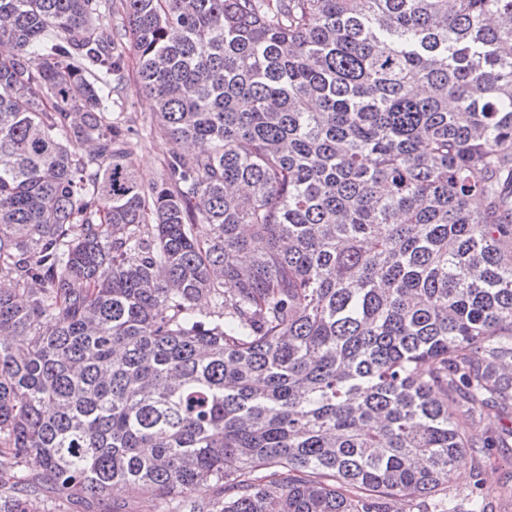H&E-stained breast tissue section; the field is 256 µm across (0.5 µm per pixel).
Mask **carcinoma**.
<instances>
[{
  "label": "carcinoma",
  "instance_id": "1",
  "mask_svg": "<svg viewBox=\"0 0 512 512\" xmlns=\"http://www.w3.org/2000/svg\"><path fill=\"white\" fill-rule=\"evenodd\" d=\"M0 42V512H391L492 447L512 0H0ZM154 103L145 94L139 92L131 81L127 88L126 99L122 109L112 113V118L120 117L136 129L154 122ZM171 146L159 133L134 146L129 162L138 178L146 185L159 182L163 174V163ZM109 502L125 504L129 512H156V501L153 498L123 485L113 489Z\"/></svg>",
  "mask_w": 512,
  "mask_h": 512
}]
</instances>
